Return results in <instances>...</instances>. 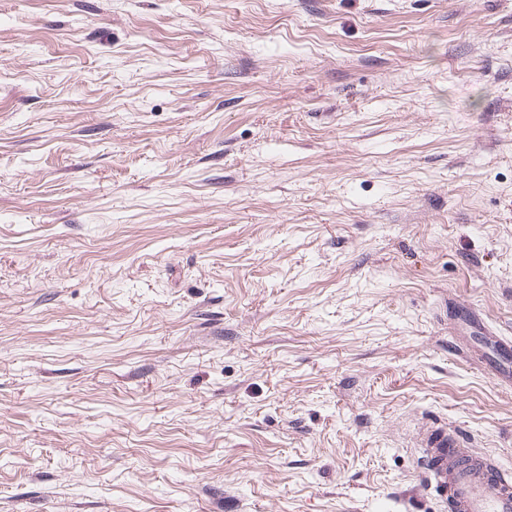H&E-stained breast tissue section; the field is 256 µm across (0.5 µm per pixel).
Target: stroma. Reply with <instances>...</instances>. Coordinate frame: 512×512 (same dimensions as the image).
I'll use <instances>...</instances> for the list:
<instances>
[{
	"label": "stroma",
	"instance_id": "1",
	"mask_svg": "<svg viewBox=\"0 0 512 512\" xmlns=\"http://www.w3.org/2000/svg\"><path fill=\"white\" fill-rule=\"evenodd\" d=\"M512 0H0V512H448L512 469ZM512 353V338L498 337L493 339L490 352H486V359L478 358L480 366L493 377L506 379L512 383V365L510 371L509 353ZM471 444L457 425L426 419L418 426L413 448L448 512H512V472Z\"/></svg>",
	"mask_w": 512,
	"mask_h": 512
}]
</instances>
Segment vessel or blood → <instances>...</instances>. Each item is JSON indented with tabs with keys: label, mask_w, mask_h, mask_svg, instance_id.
<instances>
[{
	"label": "vessel or blood",
	"mask_w": 512,
	"mask_h": 512,
	"mask_svg": "<svg viewBox=\"0 0 512 512\" xmlns=\"http://www.w3.org/2000/svg\"><path fill=\"white\" fill-rule=\"evenodd\" d=\"M481 366L512 383V338L494 339ZM414 446L433 493L448 512H512V471L472 449L457 425L425 420Z\"/></svg>",
	"instance_id": "obj_1"
}]
</instances>
